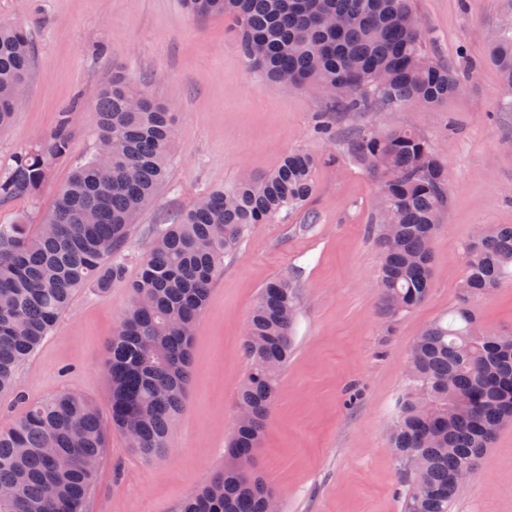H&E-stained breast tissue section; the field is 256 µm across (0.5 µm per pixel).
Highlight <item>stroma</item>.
<instances>
[{"label": "stroma", "instance_id": "obj_1", "mask_svg": "<svg viewBox=\"0 0 512 512\" xmlns=\"http://www.w3.org/2000/svg\"><path fill=\"white\" fill-rule=\"evenodd\" d=\"M430 59L452 66L463 90L441 104L348 112L333 99L284 91L249 70L232 20L192 17L180 0H0V21L22 25L35 49L28 89L13 127L0 133V164L48 134L73 102L81 112L70 149L37 205L0 206V224L52 209L58 187L96 147L91 100L119 71L150 77L149 93L177 117L168 187L142 211L129 239L124 274L105 296L81 289L17 372L22 402L0 399V428L24 404L68 392L107 409L106 350L141 259L160 225L212 189L243 176L262 179L283 155L320 156L315 192L302 208L248 227L225 254L192 344V374L165 451L147 458L112 430L86 512H177L224 464L249 370L245 336L261 288L288 279L295 333L255 465L279 512H404L409 490L391 433L412 391L410 351L420 332L459 303L462 252L477 230L512 225V108L486 60L492 34H512V0H414ZM328 116L332 139L314 125ZM369 126L410 130L429 140L448 173L449 205L432 243L427 299L389 313L377 285L382 250L372 229L376 179L354 156L350 133ZM477 329L512 332V276L475 301ZM450 512H512V422L460 483Z\"/></svg>", "mask_w": 512, "mask_h": 512}]
</instances>
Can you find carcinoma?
I'll return each mask as SVG.
<instances>
[{
    "label": "carcinoma",
    "mask_w": 512,
    "mask_h": 512,
    "mask_svg": "<svg viewBox=\"0 0 512 512\" xmlns=\"http://www.w3.org/2000/svg\"><path fill=\"white\" fill-rule=\"evenodd\" d=\"M196 16L235 23L247 66L285 87L314 86L349 111L370 104L432 108L459 93L449 65L425 52L412 0H181ZM488 61L512 92V36L489 43ZM27 31L0 23V131L15 118L33 71ZM72 112L0 171V203L35 205L64 156ZM95 152L59 187L39 223L22 213L0 224V395L18 394L16 373L49 335L75 293H107L124 273V250L140 212L165 187L175 117L141 83L120 74L94 99ZM352 148L380 187L375 219L383 250L378 287L396 313L423 303L431 287V240L448 206V179L435 148L408 130L356 131ZM319 159L286 154L269 176L216 190L153 235L105 366L108 415L72 394L34 404L0 430V512H85L105 455L108 427L151 456L165 448L191 375L190 345L224 254L251 224H268L313 194ZM467 275L447 322L416 338L392 448L410 471L405 512H448L456 475L472 472L498 429L512 420V336L476 328L473 301L512 273V225L480 230L463 249ZM295 301L286 279L269 281L245 339L251 365L238 394L247 416L234 424L224 469L180 512H269L275 493L253 467L288 360Z\"/></svg>",
    "instance_id": "obj_1"
}]
</instances>
